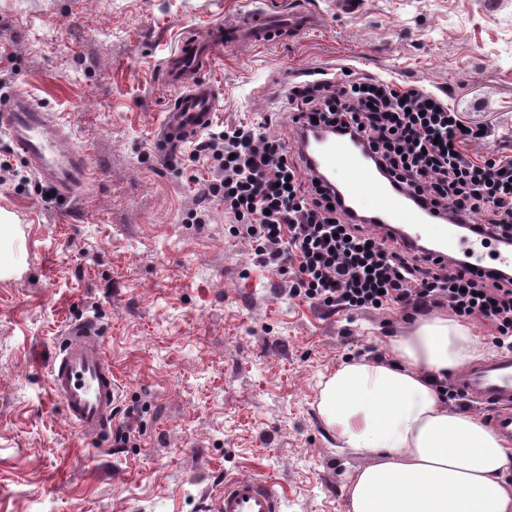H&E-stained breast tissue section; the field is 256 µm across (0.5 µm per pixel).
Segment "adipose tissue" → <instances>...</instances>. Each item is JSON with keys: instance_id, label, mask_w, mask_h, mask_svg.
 I'll list each match as a JSON object with an SVG mask.
<instances>
[{"instance_id": "obj_1", "label": "adipose tissue", "mask_w": 512, "mask_h": 512, "mask_svg": "<svg viewBox=\"0 0 512 512\" xmlns=\"http://www.w3.org/2000/svg\"><path fill=\"white\" fill-rule=\"evenodd\" d=\"M480 356L466 327L433 318L392 340L385 361H349L325 381L321 417L367 459L346 487L349 512H512V449L431 384Z\"/></svg>"}]
</instances>
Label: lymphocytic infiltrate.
Masks as SVG:
<instances>
[{"label":"lymphocytic infiltrate","instance_id":"f902f5d3","mask_svg":"<svg viewBox=\"0 0 512 512\" xmlns=\"http://www.w3.org/2000/svg\"><path fill=\"white\" fill-rule=\"evenodd\" d=\"M283 108L291 122L363 140L394 185L423 206L469 221L471 233L495 242L512 235V157L472 156L469 147L485 130L461 127L458 112L428 88L349 72L295 83ZM193 158L208 166L205 196L223 202L235 235L289 278L293 294L332 311L446 306L458 317L488 320L495 347L512 346L511 276L473 277L459 260L427 267L396 238L354 221L286 140L250 124L209 129Z\"/></svg>","mask_w":512,"mask_h":512}]
</instances>
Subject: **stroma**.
<instances>
[{
    "instance_id": "stroma-1",
    "label": "stroma",
    "mask_w": 512,
    "mask_h": 512,
    "mask_svg": "<svg viewBox=\"0 0 512 512\" xmlns=\"http://www.w3.org/2000/svg\"><path fill=\"white\" fill-rule=\"evenodd\" d=\"M314 12L294 38L228 46L208 74L212 127L278 118L289 80L350 65L423 85L469 126L475 154L512 156V0H0V76L54 113L96 174L69 205L49 197L0 133V209L17 231L0 278V512H209L229 477H266L282 512H346L366 462L338 449L318 411L321 383L392 340L413 311L324 310L229 233L200 197L192 142L159 149L176 96L161 79L180 41L236 19ZM276 121H269V114ZM92 317L121 384L103 452L64 417L48 363L63 331Z\"/></svg>"
}]
</instances>
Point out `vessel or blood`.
<instances>
[{
  "label": "vessel or blood",
  "instance_id": "b4317fda",
  "mask_svg": "<svg viewBox=\"0 0 512 512\" xmlns=\"http://www.w3.org/2000/svg\"><path fill=\"white\" fill-rule=\"evenodd\" d=\"M316 24L308 12L276 15L256 7L234 23L210 26L204 38L181 41L162 66L165 83L179 88L180 93L165 111L159 141L166 148H177L212 123L220 97L206 74L217 50L227 45L261 44L277 35L293 36ZM0 128L28 168L58 197L67 201L79 198L93 177L88 156L67 146L63 126L30 94L0 95ZM300 148L327 181H337V174H344V181H339L340 198L354 218L369 216L379 233L391 228L401 242L422 244L427 262H447L454 237L435 232L436 227L448 224L447 212L420 208L408 193L396 190L378 175L355 139L336 133L318 140L307 127ZM104 334L103 325L94 318L70 324L48 366V378L68 421L87 439L109 444L120 388L107 362ZM455 383L467 397L490 408L492 426L512 444V350H501L494 359L459 374ZM281 504L270 479L238 477L225 481L224 495L212 512H281Z\"/></svg>",
  "mask_w": 512,
  "mask_h": 512
}]
</instances>
